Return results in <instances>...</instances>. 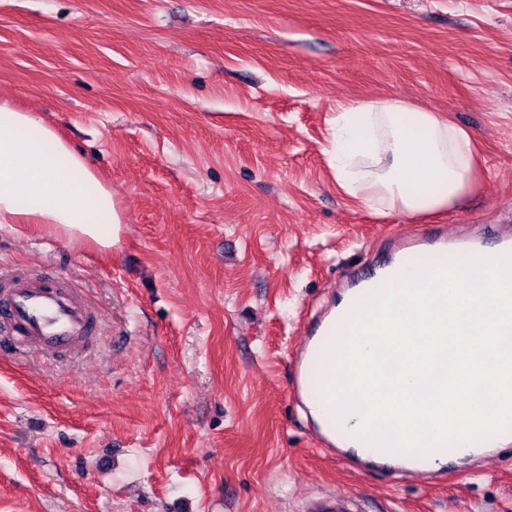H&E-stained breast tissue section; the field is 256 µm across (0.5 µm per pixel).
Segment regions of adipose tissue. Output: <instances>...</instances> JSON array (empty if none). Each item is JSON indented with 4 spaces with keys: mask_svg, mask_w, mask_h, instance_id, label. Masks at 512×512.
<instances>
[{
    "mask_svg": "<svg viewBox=\"0 0 512 512\" xmlns=\"http://www.w3.org/2000/svg\"><path fill=\"white\" fill-rule=\"evenodd\" d=\"M331 163L338 185L365 204L406 214L442 209L473 178L472 137L400 99L339 104ZM31 224L70 243L108 251L124 228L85 156L32 112L0 104V225Z\"/></svg>",
    "mask_w": 512,
    "mask_h": 512,
    "instance_id": "1",
    "label": "adipose tissue"
}]
</instances>
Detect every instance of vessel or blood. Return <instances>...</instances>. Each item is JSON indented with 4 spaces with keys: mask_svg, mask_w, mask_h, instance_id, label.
Masks as SVG:
<instances>
[{
    "mask_svg": "<svg viewBox=\"0 0 512 512\" xmlns=\"http://www.w3.org/2000/svg\"><path fill=\"white\" fill-rule=\"evenodd\" d=\"M431 255L435 268H443L461 256L478 255L494 262H512V244L486 249L476 242L451 238L444 233L399 238L392 245V257L378 274L361 276L349 294L310 329L302 347L293 356L290 394L298 403L310 404L318 424V439L325 449L354 446L377 463L394 465L402 472L422 478L434 476L433 460L457 457L476 448H496L512 441V428L488 436H475L448 446L417 452L386 447L359 430L358 419L339 413L337 398L330 389L332 359L329 351L341 329L366 303L385 294L408 275L412 256ZM0 326L32 340L34 345L58 352L69 351L81 337L94 332V315L77 291L65 281L49 282L37 272L0 266Z\"/></svg>",
    "mask_w": 512,
    "mask_h": 512,
    "instance_id": "vessel-or-blood-1",
    "label": "vessel or blood"
}]
</instances>
